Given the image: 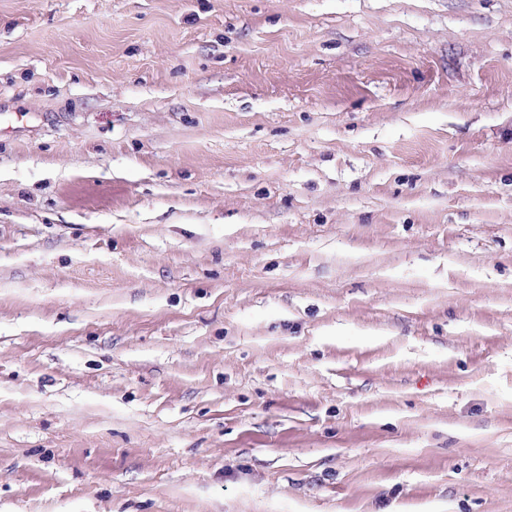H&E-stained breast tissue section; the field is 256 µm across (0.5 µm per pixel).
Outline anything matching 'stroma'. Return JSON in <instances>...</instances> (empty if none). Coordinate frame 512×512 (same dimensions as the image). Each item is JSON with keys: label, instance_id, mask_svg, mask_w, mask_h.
<instances>
[{"label": "stroma", "instance_id": "1", "mask_svg": "<svg viewBox=\"0 0 512 512\" xmlns=\"http://www.w3.org/2000/svg\"><path fill=\"white\" fill-rule=\"evenodd\" d=\"M0 512H512V0H0Z\"/></svg>", "mask_w": 512, "mask_h": 512}]
</instances>
